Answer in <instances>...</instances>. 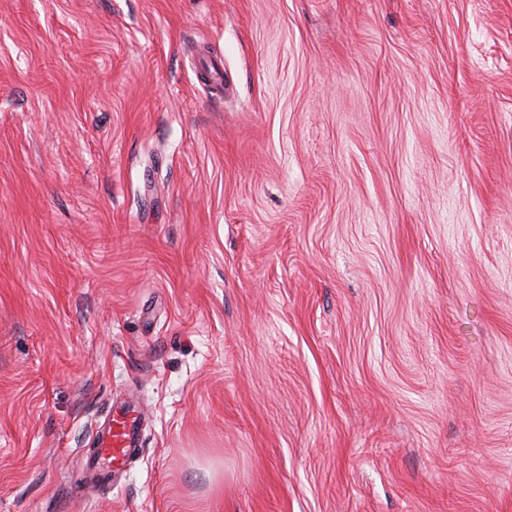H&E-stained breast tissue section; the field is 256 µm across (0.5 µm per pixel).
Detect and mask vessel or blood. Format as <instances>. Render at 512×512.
<instances>
[{"mask_svg":"<svg viewBox=\"0 0 512 512\" xmlns=\"http://www.w3.org/2000/svg\"><path fill=\"white\" fill-rule=\"evenodd\" d=\"M141 414L131 406L113 410L89 458V479L102 481L121 470L138 449Z\"/></svg>","mask_w":512,"mask_h":512,"instance_id":"vessel-or-blood-1","label":"vessel or blood"}]
</instances>
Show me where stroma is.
I'll list each match as a JSON object with an SVG mask.
<instances>
[{"instance_id":"stroma-1","label":"stroma","mask_w":512,"mask_h":512,"mask_svg":"<svg viewBox=\"0 0 512 512\" xmlns=\"http://www.w3.org/2000/svg\"><path fill=\"white\" fill-rule=\"evenodd\" d=\"M0 512H512V0H0ZM141 412L133 406L114 409L109 423L97 439V448L89 458L90 480L104 481L123 469L138 449Z\"/></svg>"}]
</instances>
